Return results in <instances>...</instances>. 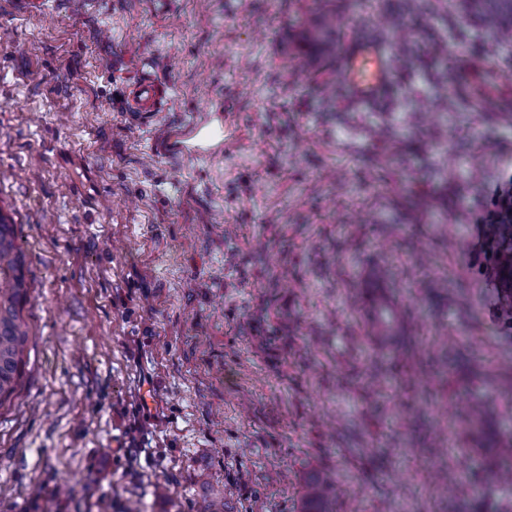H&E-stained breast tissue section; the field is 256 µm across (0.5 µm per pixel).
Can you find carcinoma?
<instances>
[{
	"label": "carcinoma",
	"mask_w": 512,
	"mask_h": 512,
	"mask_svg": "<svg viewBox=\"0 0 512 512\" xmlns=\"http://www.w3.org/2000/svg\"><path fill=\"white\" fill-rule=\"evenodd\" d=\"M331 0H318L323 13L321 25L314 29L311 40L323 43L332 31L334 17ZM486 19L512 39V0H493ZM28 280L22 252L16 243L14 225L0 221V405L10 400L21 386L29 359V329L22 310L28 300ZM486 472L491 476L512 477V448L501 460L493 462ZM327 483L311 479L304 497V512H332Z\"/></svg>",
	"instance_id": "1"
}]
</instances>
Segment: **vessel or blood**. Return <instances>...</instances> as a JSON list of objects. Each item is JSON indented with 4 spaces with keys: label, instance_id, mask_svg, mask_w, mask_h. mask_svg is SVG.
Segmentation results:
<instances>
[{
    "label": "vessel or blood",
    "instance_id": "obj_1",
    "mask_svg": "<svg viewBox=\"0 0 512 512\" xmlns=\"http://www.w3.org/2000/svg\"><path fill=\"white\" fill-rule=\"evenodd\" d=\"M391 79L387 52L380 42L370 39L351 41L344 50L341 80L347 99L361 105L375 102ZM168 99L167 87L146 76L131 84L127 90L129 108L139 119L148 120L163 111ZM212 113L196 117L183 139L171 142L170 151L181 156L196 157L202 153L204 142L223 141V130L212 125ZM363 305L371 314L370 331L381 346L395 343L407 332L399 313V303L389 292V277L379 268L364 271L361 276Z\"/></svg>",
    "mask_w": 512,
    "mask_h": 512
}]
</instances>
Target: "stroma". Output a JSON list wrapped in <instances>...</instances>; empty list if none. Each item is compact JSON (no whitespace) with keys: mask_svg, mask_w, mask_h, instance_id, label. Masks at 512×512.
Here are the masks:
<instances>
[{"mask_svg":"<svg viewBox=\"0 0 512 512\" xmlns=\"http://www.w3.org/2000/svg\"><path fill=\"white\" fill-rule=\"evenodd\" d=\"M0 0V215L32 301L0 406V512H512L472 492L512 446V335L469 211L512 152V42L463 0ZM407 37L389 101L340 88L353 39ZM170 89L127 116L141 72ZM224 148L167 142L213 103ZM386 266L410 330L370 338ZM330 487L327 483L311 479L307 483L303 512H332L329 502Z\"/></svg>","mask_w":512,"mask_h":512,"instance_id":"stroma-1","label":"stroma"}]
</instances>
